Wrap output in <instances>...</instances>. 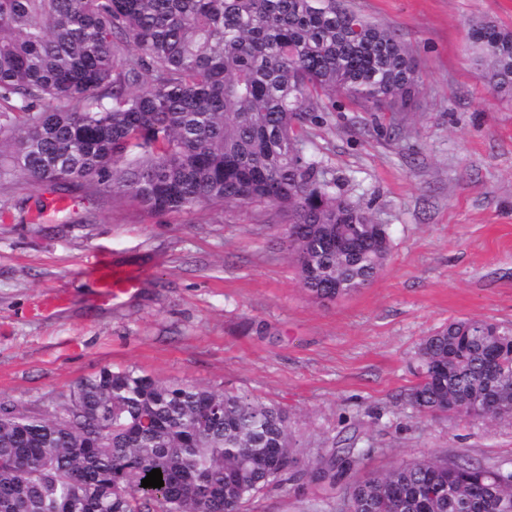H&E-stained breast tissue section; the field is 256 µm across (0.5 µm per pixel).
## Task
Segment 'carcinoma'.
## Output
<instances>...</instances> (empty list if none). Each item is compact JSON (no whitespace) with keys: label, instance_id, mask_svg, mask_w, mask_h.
<instances>
[{"label":"carcinoma","instance_id":"1","mask_svg":"<svg viewBox=\"0 0 512 512\" xmlns=\"http://www.w3.org/2000/svg\"><path fill=\"white\" fill-rule=\"evenodd\" d=\"M491 90L512 94V32L470 29ZM416 58L342 0H0V190L17 178L155 212L249 203L285 217L318 300L369 285L387 225L306 154L323 98L389 120L411 110ZM410 405L512 419V327L459 318L425 337ZM281 407L249 394L104 368L53 411L0 399V512H242L284 481ZM331 449L310 481L349 479ZM161 470L164 486L141 480ZM512 471L403 461L348 484L345 512H507Z\"/></svg>","mask_w":512,"mask_h":512}]
</instances>
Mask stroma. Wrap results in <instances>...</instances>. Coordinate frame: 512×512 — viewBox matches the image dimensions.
<instances>
[{"label": "stroma", "instance_id": "obj_1", "mask_svg": "<svg viewBox=\"0 0 512 512\" xmlns=\"http://www.w3.org/2000/svg\"><path fill=\"white\" fill-rule=\"evenodd\" d=\"M419 62L414 111L377 129L342 105L308 149L390 227L373 283L322 304L264 205L148 212L24 179L0 190V398L43 412L101 369L248 393L288 411L298 464L353 439L357 476L403 461L512 464V420L416 412L421 340L455 318L512 324V97L494 94L469 24L512 32V0H348ZM137 280L112 300L89 266ZM343 484L289 482L243 512H338Z\"/></svg>", "mask_w": 512, "mask_h": 512}]
</instances>
